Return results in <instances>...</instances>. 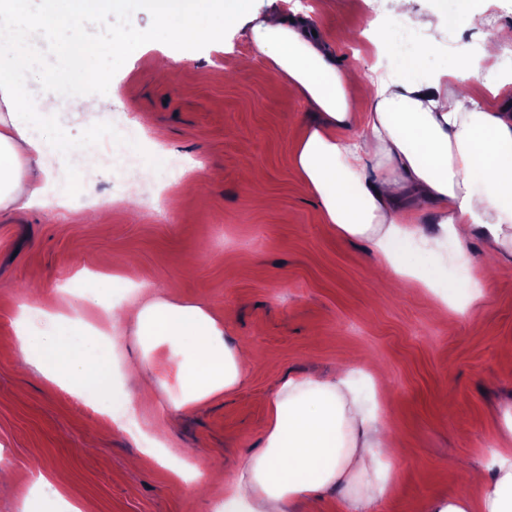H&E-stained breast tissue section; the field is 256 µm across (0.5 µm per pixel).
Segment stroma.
<instances>
[{
    "label": "stroma",
    "mask_w": 512,
    "mask_h": 512,
    "mask_svg": "<svg viewBox=\"0 0 512 512\" xmlns=\"http://www.w3.org/2000/svg\"><path fill=\"white\" fill-rule=\"evenodd\" d=\"M457 9V0H414L418 24L404 33L392 0H250V18L239 30L199 44L163 78L152 62L172 47L140 0L83 20L98 51L95 79L84 91L99 109L75 113L62 103L46 122L68 146L54 162L67 204L0 212V457L20 489L0 499V512H70L88 500L98 512H219L224 490L213 477L230 470L242 449L261 448L268 399L280 381L332 370L349 354L381 363L378 411L405 450L379 512H429L437 499L479 496L480 486L449 481L448 473L490 470L503 436L501 414L512 406V361L502 356L512 347V266L475 277L467 262L483 257L478 239L465 258L452 242L420 254V271L447 262L450 284L482 294L444 319L434 311L439 289L413 288L397 277L376 285L365 245L324 224L292 168L310 108L285 96L263 61L239 69L251 17L307 12L342 64L395 77L413 59L416 76L426 79L453 68L480 40L447 24ZM425 19L431 27H422ZM347 31L357 40H343ZM119 34L135 49L116 59L108 45ZM64 41L55 32H28L36 59L25 78L31 97L50 93L62 73ZM425 44L430 51L423 55ZM108 128L134 165L96 167L93 183L85 184L72 149L99 143ZM249 168L263 173L259 205L242 180ZM214 169L220 179H208ZM182 178L198 179L199 187L178 205L154 198L155 187L173 192ZM132 186L139 201L128 206L120 197ZM100 253L128 278L104 289L100 306H126L148 288L176 303L206 305L223 316L227 336L251 342L246 384L196 412L166 410L175 367L153 382L138 401L137 423L158 437L161 459L137 469L130 462L140 456L142 438L101 433L99 414L44 380L15 342L14 310L33 303L28 285L38 282L70 318L103 326L104 350L121 360L140 355L131 325L98 321L83 302L82 274L97 270ZM188 462L200 471L197 482L171 489L170 468ZM35 469L66 473L69 493L32 490Z\"/></svg>",
    "instance_id": "35a3bbf8"
}]
</instances>
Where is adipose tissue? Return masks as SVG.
Returning <instances> with one entry per match:
<instances>
[{
  "label": "adipose tissue",
  "mask_w": 512,
  "mask_h": 512,
  "mask_svg": "<svg viewBox=\"0 0 512 512\" xmlns=\"http://www.w3.org/2000/svg\"><path fill=\"white\" fill-rule=\"evenodd\" d=\"M29 15L27 0H0V210L42 203L53 176L48 164L64 147L44 134L33 112L49 118L58 101L92 112L97 102L83 90L93 75L94 51L79 21L109 14L122 0H42ZM249 0H146L166 41L182 55L222 36L248 12ZM448 22L477 32L485 60L512 46V27H489L471 0H458ZM211 17L200 21L201 14ZM65 28L66 72L50 95L31 101L19 74L32 70L23 27ZM307 16L268 15L249 31L244 64L263 58L288 94L315 112L298 140L293 170L320 205L337 236L366 244L376 276L404 275L413 268L412 242L426 248L452 238L467 250L480 238L487 253L512 265V81L484 100L469 63L431 78L411 73L386 80L341 65ZM126 321L142 347L126 376L145 386L158 372L150 357L159 345L178 368L172 407L190 413L243 385L248 375L244 342L227 343L224 322L202 305L149 297L112 313ZM18 347L50 383L100 395L102 428L121 427L118 405L135 412L133 394L110 389L113 361L100 339L56 314L51 305L20 306L14 320ZM353 363L317 376L285 379L269 400V421L259 451L244 452L235 470L223 473L224 512H288L299 501L315 506L324 492L345 485L350 512H375L390 493L381 458L397 459L390 428L363 407L352 386ZM480 498L462 495L434 501L430 512H512V444L501 443L494 472L482 480Z\"/></svg>",
  "instance_id": "adipose-tissue-1"
}]
</instances>
